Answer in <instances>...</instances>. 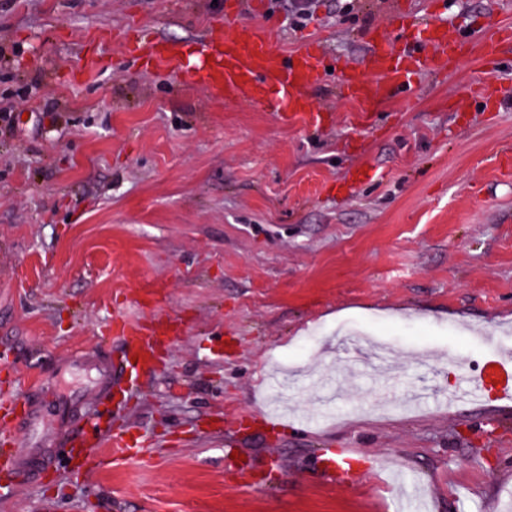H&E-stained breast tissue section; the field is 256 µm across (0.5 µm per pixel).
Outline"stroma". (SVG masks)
<instances>
[{
  "label": "stroma",
  "mask_w": 512,
  "mask_h": 512,
  "mask_svg": "<svg viewBox=\"0 0 512 512\" xmlns=\"http://www.w3.org/2000/svg\"><path fill=\"white\" fill-rule=\"evenodd\" d=\"M231 0H0V367L80 403L83 435L149 442L0 497V512H512V401L458 405L512 349V98L488 113L466 60L375 112L336 94V67L396 0H321L306 27L271 0L239 22L295 51L322 36L309 91L321 124L284 122L127 54L147 35L195 53ZM417 16L512 0H406ZM177 326L154 372L105 398L80 356L116 357L118 305ZM294 380L274 413L275 372ZM234 442L252 467L224 458ZM322 448L359 452L351 483L320 478Z\"/></svg>",
  "instance_id": "35a3bbf8"
}]
</instances>
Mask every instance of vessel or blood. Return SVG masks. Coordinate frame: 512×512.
I'll return each instance as SVG.
<instances>
[{
	"mask_svg": "<svg viewBox=\"0 0 512 512\" xmlns=\"http://www.w3.org/2000/svg\"><path fill=\"white\" fill-rule=\"evenodd\" d=\"M400 34L392 40L380 28L368 32L370 45L366 66L344 63L339 69L338 89L348 99L357 101L362 111H372L377 90L408 89L422 76L446 73L450 65L470 56L482 68L494 69L501 47L512 43V26L488 16L479 40L467 39L459 25L432 15L424 22H414L409 12L396 8L389 21ZM129 54L148 55L155 68L172 73L185 65L178 45L165 51H154L151 42L128 45ZM326 61L325 46L320 38L307 39L293 53L286 54L275 46L273 33L259 26H233L224 32L223 42L207 37L200 43L199 59L193 76L204 86L219 87L226 99L248 101L252 106L280 114L297 113L309 122H319L320 116L310 109L308 90L319 84ZM507 91L501 81L478 84L474 97L480 98L485 111L498 109V101ZM114 332L121 342L119 361L108 363L104 392L119 394L137 387L142 375L154 369L158 328L144 327L115 315ZM496 363L503 381L498 397L512 399V353L500 352ZM0 482L41 480L53 469L55 459L50 451L53 438H46L43 447L26 451L14 448L20 426H36L44 418L42 405L35 400L9 390L0 391ZM357 460L351 449H326L321 453V474L331 485L346 484Z\"/></svg>",
	"mask_w": 512,
	"mask_h": 512,
	"instance_id": "1",
	"label": "vessel or blood"
}]
</instances>
